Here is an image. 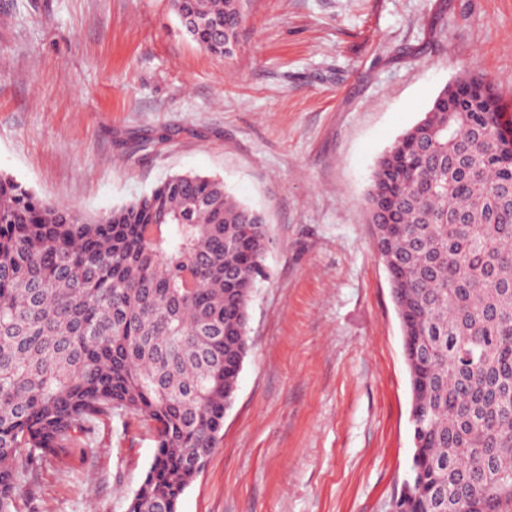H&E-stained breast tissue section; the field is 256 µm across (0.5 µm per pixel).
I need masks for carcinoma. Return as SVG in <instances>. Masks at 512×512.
<instances>
[{
    "instance_id": "carcinoma-1",
    "label": "carcinoma",
    "mask_w": 512,
    "mask_h": 512,
    "mask_svg": "<svg viewBox=\"0 0 512 512\" xmlns=\"http://www.w3.org/2000/svg\"><path fill=\"white\" fill-rule=\"evenodd\" d=\"M208 53L235 0H171ZM229 36L214 34V25ZM437 103L378 159L365 206L409 374L413 455L392 512H512V133L495 88ZM270 229L218 178L177 174L100 215L0 174V512L32 462L122 411L156 450L127 512H177L217 448Z\"/></svg>"
}]
</instances>
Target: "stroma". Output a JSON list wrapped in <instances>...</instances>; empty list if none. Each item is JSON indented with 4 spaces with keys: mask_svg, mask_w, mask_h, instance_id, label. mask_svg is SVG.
Segmentation results:
<instances>
[{
    "mask_svg": "<svg viewBox=\"0 0 512 512\" xmlns=\"http://www.w3.org/2000/svg\"><path fill=\"white\" fill-rule=\"evenodd\" d=\"M466 73L512 106V0H247L228 58L170 0H0V173L88 214L216 175L271 230L224 436L178 512H390L409 377L364 203ZM154 452L150 425L97 420L16 510L126 512Z\"/></svg>",
    "mask_w": 512,
    "mask_h": 512,
    "instance_id": "stroma-1",
    "label": "stroma"
}]
</instances>
